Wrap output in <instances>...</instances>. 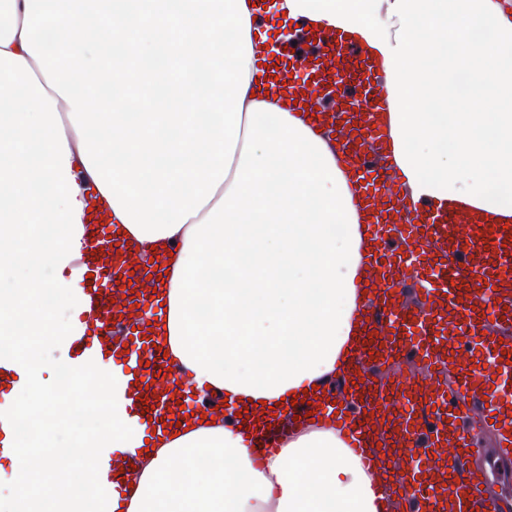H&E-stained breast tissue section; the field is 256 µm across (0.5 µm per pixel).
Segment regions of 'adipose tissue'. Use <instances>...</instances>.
I'll return each instance as SVG.
<instances>
[{"mask_svg":"<svg viewBox=\"0 0 512 512\" xmlns=\"http://www.w3.org/2000/svg\"><path fill=\"white\" fill-rule=\"evenodd\" d=\"M255 0H0V353L28 370L0 403V512H397L333 428L256 462L223 416L152 438L127 482L99 481L131 447L120 398L90 408L48 378L80 301L90 202L159 260L156 334L200 391L255 422L344 374L368 300L352 181L310 116L265 94ZM298 36L342 30L385 76L386 125L408 201L512 218V0H278ZM64 44L51 68L36 31ZM223 67V79L199 82ZM54 227L45 235L43 225ZM343 232H336V225ZM86 429L50 447L51 431Z\"/></svg>","mask_w":512,"mask_h":512,"instance_id":"1","label":"adipose tissue"}]
</instances>
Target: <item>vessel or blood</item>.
<instances>
[{
  "mask_svg": "<svg viewBox=\"0 0 512 512\" xmlns=\"http://www.w3.org/2000/svg\"><path fill=\"white\" fill-rule=\"evenodd\" d=\"M292 66L313 63L300 83L278 71L271 93L333 117L344 130L340 151L359 182L357 207L373 241L368 306L363 314L356 374L330 397L286 405L266 428L252 432L257 457L275 453L278 428L334 421L352 447H379L364 464L377 471L388 459L391 496L412 498L417 512H501L467 467L478 454L475 428L494 435V459L512 456V396L499 393L495 374L512 378V226L463 222L429 203L415 204L401 221L400 182H389L378 154L384 133L375 113L387 103L383 75L340 34L320 37L307 53L284 45ZM84 298L70 359L135 362L124 430L160 429L184 417L191 389L174 395L163 346L149 331L165 316L157 266L130 274V247L110 225L91 224L81 247Z\"/></svg>",
  "mask_w": 512,
  "mask_h": 512,
  "instance_id": "obj_1",
  "label": "vessel or blood"
}]
</instances>
